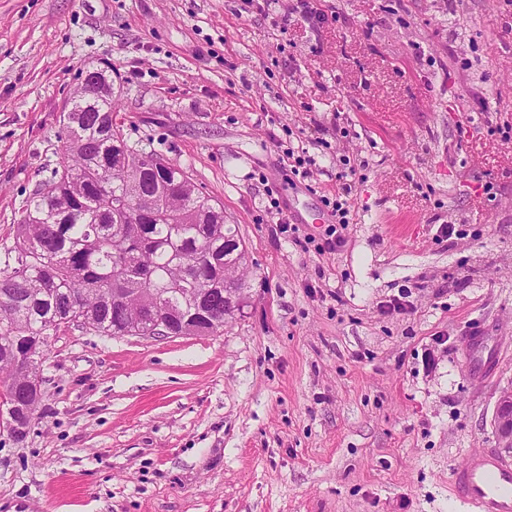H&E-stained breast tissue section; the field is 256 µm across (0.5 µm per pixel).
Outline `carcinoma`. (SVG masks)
<instances>
[{"label": "carcinoma", "mask_w": 512, "mask_h": 512, "mask_svg": "<svg viewBox=\"0 0 512 512\" xmlns=\"http://www.w3.org/2000/svg\"><path fill=\"white\" fill-rule=\"evenodd\" d=\"M115 98L72 100L64 159L33 190L13 241L0 246V429L13 435L15 363L76 326L151 335V294L214 335L224 331V258L247 260L239 227L178 164L127 144Z\"/></svg>", "instance_id": "obj_1"}]
</instances>
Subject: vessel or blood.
Listing matches in <instances>:
<instances>
[{"label": "vessel or blood", "mask_w": 512, "mask_h": 512, "mask_svg": "<svg viewBox=\"0 0 512 512\" xmlns=\"http://www.w3.org/2000/svg\"><path fill=\"white\" fill-rule=\"evenodd\" d=\"M450 482L472 512H512V459L494 449L467 455Z\"/></svg>", "instance_id": "1"}]
</instances>
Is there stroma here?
<instances>
[{"instance_id":"stroma-1","label":"stroma","mask_w":512,"mask_h":512,"mask_svg":"<svg viewBox=\"0 0 512 512\" xmlns=\"http://www.w3.org/2000/svg\"><path fill=\"white\" fill-rule=\"evenodd\" d=\"M296 4L0 0V243L107 67L128 143L223 205L251 283L214 336H52L29 433H0V512H469L449 473L497 447L512 387V0H313L314 29ZM403 290L413 313H381ZM474 326L498 358L482 382ZM115 92L112 78L105 72L86 79L83 85L76 91L79 96L87 101H93L100 96L112 95ZM347 170H342L336 174V178L340 182V187L336 192V197L332 201L330 199H325V204L327 207H331V216L334 217L336 224H340L343 228H345L348 224H350L349 219V206L347 199H342V197L349 196L351 193V180L348 178H352V176L356 175V168L353 165H350V159L348 163H342V165L347 166ZM492 421L500 448L512 453V387L500 392Z\"/></svg>"}]
</instances>
